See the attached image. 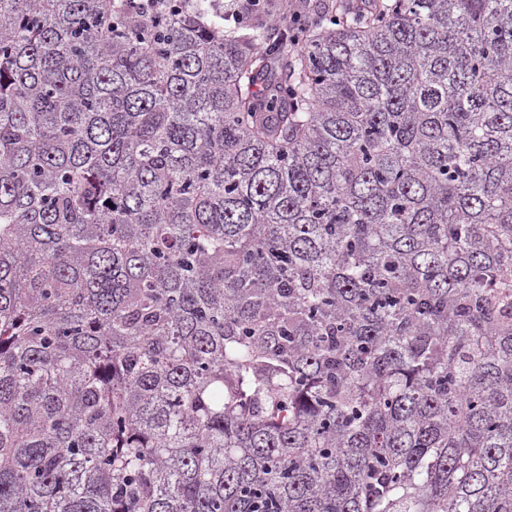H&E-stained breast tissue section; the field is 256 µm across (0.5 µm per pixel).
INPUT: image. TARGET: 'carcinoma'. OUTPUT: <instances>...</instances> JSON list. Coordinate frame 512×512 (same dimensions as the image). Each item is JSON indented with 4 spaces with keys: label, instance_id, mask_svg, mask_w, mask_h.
<instances>
[{
    "label": "carcinoma",
    "instance_id": "obj_1",
    "mask_svg": "<svg viewBox=\"0 0 512 512\" xmlns=\"http://www.w3.org/2000/svg\"><path fill=\"white\" fill-rule=\"evenodd\" d=\"M0 0V512H512V0Z\"/></svg>",
    "mask_w": 512,
    "mask_h": 512
}]
</instances>
